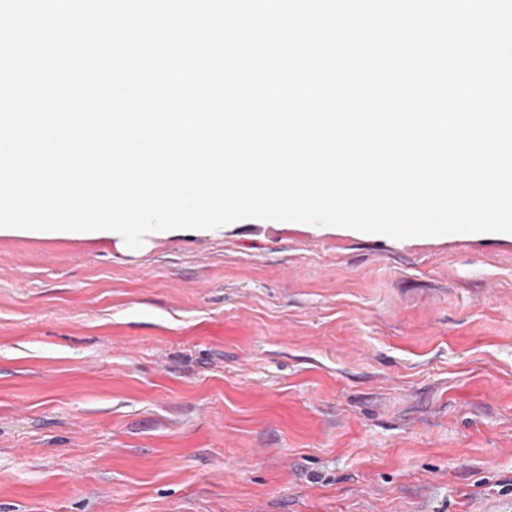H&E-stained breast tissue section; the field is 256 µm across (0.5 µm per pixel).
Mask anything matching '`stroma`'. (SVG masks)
I'll return each instance as SVG.
<instances>
[{
	"instance_id": "1",
	"label": "stroma",
	"mask_w": 512,
	"mask_h": 512,
	"mask_svg": "<svg viewBox=\"0 0 512 512\" xmlns=\"http://www.w3.org/2000/svg\"><path fill=\"white\" fill-rule=\"evenodd\" d=\"M0 512H512V233L0 235Z\"/></svg>"
}]
</instances>
